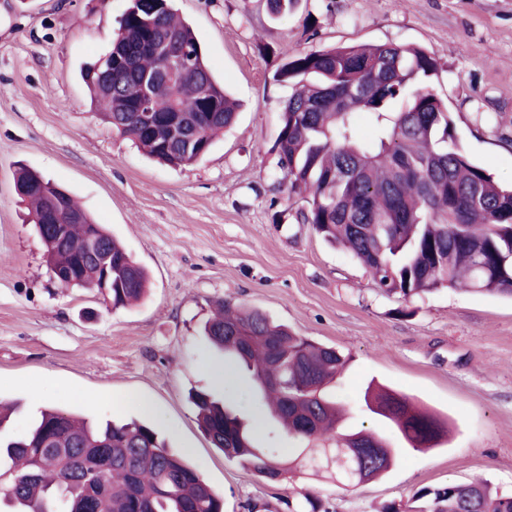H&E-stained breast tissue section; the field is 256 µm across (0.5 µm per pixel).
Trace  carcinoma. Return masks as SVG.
<instances>
[{
    "mask_svg": "<svg viewBox=\"0 0 512 512\" xmlns=\"http://www.w3.org/2000/svg\"><path fill=\"white\" fill-rule=\"evenodd\" d=\"M172 42L192 57L174 80L152 86L153 115L142 122L143 81ZM437 60L410 45H335L299 53L279 72L294 91L275 143L289 190L305 202L302 224L349 251L388 296L420 297L449 286L512 297V187L497 183L458 146L453 119L427 82ZM92 100L122 135L150 157L189 166L204 157L198 144L232 125L238 105L213 76L193 28L170 0H130L111 48L83 74ZM374 135L358 137L357 116ZM14 187L44 239L47 261L68 272L64 287L84 288L103 275L90 258L112 263V307L144 294L147 274L125 247L66 190L22 168ZM56 200L80 224L46 223ZM204 332L224 353V368L245 379L256 408L288 434L293 447H260L256 429L229 399L195 395L211 443L266 479L290 470L336 478L346 490L394 465L403 443L434 448L447 422L406 396L368 384L367 409L384 418L396 441L344 429L328 392L347 360L335 348L274 324L263 312L222 305ZM308 441L316 448H300ZM0 501L17 512H224V500L185 455L150 425L109 421L46 407L36 425L0 440ZM415 512H512V494L485 482L448 484L415 493Z\"/></svg>",
    "mask_w": 512,
    "mask_h": 512,
    "instance_id": "carcinoma-1",
    "label": "carcinoma"
}]
</instances>
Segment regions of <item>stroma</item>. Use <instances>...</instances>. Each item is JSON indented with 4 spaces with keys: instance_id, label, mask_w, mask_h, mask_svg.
<instances>
[{
    "instance_id": "1",
    "label": "stroma",
    "mask_w": 512,
    "mask_h": 512,
    "mask_svg": "<svg viewBox=\"0 0 512 512\" xmlns=\"http://www.w3.org/2000/svg\"><path fill=\"white\" fill-rule=\"evenodd\" d=\"M129 0H0V401L19 402L0 434L55 406L95 420H145L200 469L224 512H294L302 491L329 512L410 506L421 488L489 481L512 493V299L443 288L383 294L346 251L298 223L274 144L292 87L276 75L300 52L349 43L434 52L430 89L460 145L512 184V0H174L208 66L239 102L235 123L194 165L147 156L95 112L80 70L111 46ZM70 190L146 268L134 306L64 288L14 191L19 166ZM224 301L335 347L348 367L331 392L352 426L370 380L448 421V439L404 449L390 472L349 490L326 479L271 482L214 448L189 395L215 391L223 365L202 334ZM98 403H88V395ZM152 403L142 412L137 399Z\"/></svg>"
}]
</instances>
